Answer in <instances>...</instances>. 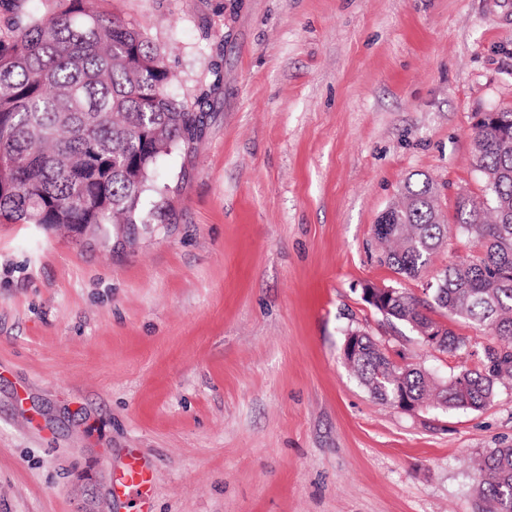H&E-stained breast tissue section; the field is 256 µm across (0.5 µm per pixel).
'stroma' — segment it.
I'll return each instance as SVG.
<instances>
[{"instance_id": "obj_1", "label": "stroma", "mask_w": 512, "mask_h": 512, "mask_svg": "<svg viewBox=\"0 0 512 512\" xmlns=\"http://www.w3.org/2000/svg\"><path fill=\"white\" fill-rule=\"evenodd\" d=\"M166 51L169 94L219 82L195 152L161 156L169 211L134 232L0 224V512H477L470 460L512 447L485 408L404 412L344 366L349 331L450 377L368 305L379 216L413 173L482 199L480 112L512 109V0H90ZM149 483L150 479L141 459L132 455L118 478V489L122 494L132 493L135 496L136 505L145 510L150 495Z\"/></svg>"}]
</instances>
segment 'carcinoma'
<instances>
[{"label":"carcinoma","mask_w":512,"mask_h":512,"mask_svg":"<svg viewBox=\"0 0 512 512\" xmlns=\"http://www.w3.org/2000/svg\"><path fill=\"white\" fill-rule=\"evenodd\" d=\"M41 17L16 18L0 39V224L64 225L77 234L101 224L150 223L144 197L164 215L168 186L152 185L157 159L191 152L211 118L213 83L188 104L166 92L171 72L160 47L138 28L106 17L88 0H54ZM474 163L485 200L458 193L453 224L439 209L430 176L408 178L398 217L374 231L382 262L415 279L432 263L450 230L474 246L446 266L420 298L401 289L380 308L417 336L453 316L496 339L480 364L438 381L419 365H394L368 336L346 363L377 400L400 394L444 410H479L512 382V110L474 127ZM469 338L451 329L431 344L454 354ZM481 512H512V448H492L475 461Z\"/></svg>","instance_id":"obj_1"}]
</instances>
